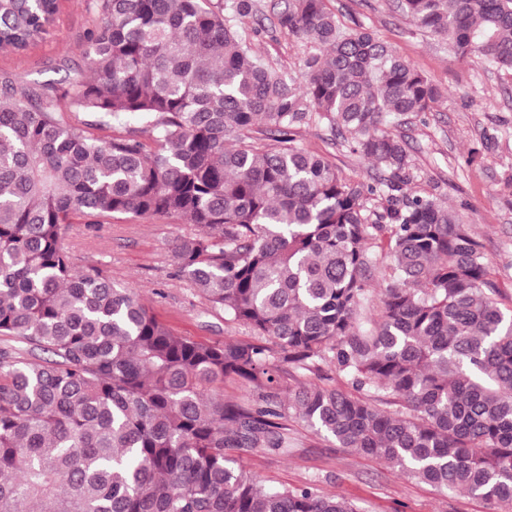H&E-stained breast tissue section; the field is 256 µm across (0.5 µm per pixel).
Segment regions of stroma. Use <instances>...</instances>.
<instances>
[{
    "instance_id": "1",
    "label": "stroma",
    "mask_w": 512,
    "mask_h": 512,
    "mask_svg": "<svg viewBox=\"0 0 512 512\" xmlns=\"http://www.w3.org/2000/svg\"><path fill=\"white\" fill-rule=\"evenodd\" d=\"M272 0H261L257 17L241 25H264L268 35L255 43L259 54L285 76L300 74L309 49L273 31ZM346 24L377 32L442 92L431 112L395 126L413 163L411 189L435 195L457 209L481 244L488 277L498 289L504 313L512 312V75L488 69L479 57L455 60L446 45L416 31L395 0H329ZM84 0H61L48 38L28 51L1 55L0 71L30 86L61 83L84 71L88 34L99 23ZM299 144L329 159L352 180H370L378 171L359 155L336 144L322 124L303 126ZM475 162H468V155ZM195 225L178 216L117 214L105 224H69L64 245L81 268L102 270L120 288L134 289L156 317L195 340H253L252 331L226 320L179 271L176 242L193 235ZM291 446L275 455L256 451L245 467L267 485L311 486L325 496L354 503L359 512H491L485 502L464 493L448 494L432 485L348 448L288 418Z\"/></svg>"
}]
</instances>
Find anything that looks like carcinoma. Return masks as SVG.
I'll use <instances>...</instances> for the list:
<instances>
[{"label": "carcinoma", "instance_id": "carcinoma-1", "mask_svg": "<svg viewBox=\"0 0 512 512\" xmlns=\"http://www.w3.org/2000/svg\"><path fill=\"white\" fill-rule=\"evenodd\" d=\"M86 2L101 16L88 74L0 80V335L25 346L0 349V512H358L246 469L259 449L288 450L290 410L342 448L512 512V315L456 212L411 191L385 124L430 111L438 87L326 0L271 5L274 28L312 49L288 79L255 50L262 30L236 24L258 0ZM397 7L456 59L512 73V0ZM58 12L0 0V51L43 42ZM66 112L141 127L101 138ZM313 122L384 175L347 179L299 146ZM114 214L196 225L179 272L272 345L182 336L78 268L62 228ZM322 363L365 396L306 383L279 400L286 367ZM226 377L256 398L224 401Z\"/></svg>", "mask_w": 512, "mask_h": 512}]
</instances>
